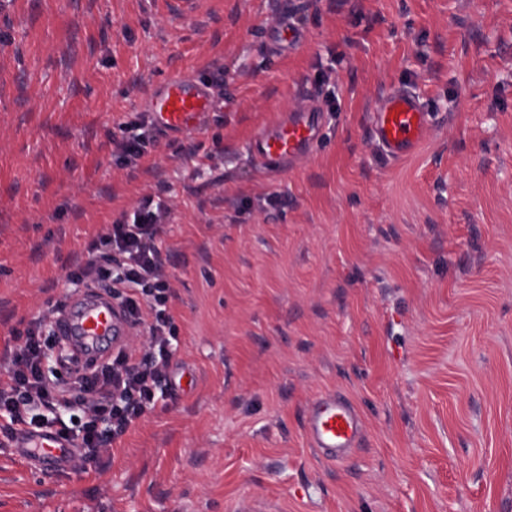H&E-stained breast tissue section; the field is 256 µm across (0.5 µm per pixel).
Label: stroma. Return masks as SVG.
<instances>
[{"label":"stroma","mask_w":512,"mask_h":512,"mask_svg":"<svg viewBox=\"0 0 512 512\" xmlns=\"http://www.w3.org/2000/svg\"><path fill=\"white\" fill-rule=\"evenodd\" d=\"M219 67L202 132L113 155L154 82ZM328 68L322 144L257 168L252 132ZM393 84L434 116L398 162L368 135ZM147 195L170 210L184 388L84 470L0 444V512H512V0H0V365ZM327 388L366 427L336 466L302 429Z\"/></svg>","instance_id":"stroma-1"}]
</instances>
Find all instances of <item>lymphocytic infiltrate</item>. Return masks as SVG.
<instances>
[{"mask_svg": "<svg viewBox=\"0 0 512 512\" xmlns=\"http://www.w3.org/2000/svg\"><path fill=\"white\" fill-rule=\"evenodd\" d=\"M122 127L127 134L113 140V151L127 166L138 167L160 133L145 112ZM168 217V207L153 197L143 198L131 214L93 237L73 274L85 286L99 281L111 286L122 300L133 336L146 337V348L123 344L115 356L91 371L76 372L63 386L43 370L42 334L53 316L35 318L0 374V417L7 421L6 432L57 431L76 445L77 464L84 468L96 463L135 420L174 396L172 283L163 240Z\"/></svg>", "mask_w": 512, "mask_h": 512, "instance_id": "obj_1", "label": "lymphocytic infiltrate"}]
</instances>
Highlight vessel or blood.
<instances>
[{
	"label": "vessel or blood",
	"mask_w": 512,
	"mask_h": 512,
	"mask_svg": "<svg viewBox=\"0 0 512 512\" xmlns=\"http://www.w3.org/2000/svg\"><path fill=\"white\" fill-rule=\"evenodd\" d=\"M301 106L283 111L258 129L246 144L258 166L293 167L307 158L322 140L326 119L315 91L301 87ZM144 109L164 135H187L203 130L216 109L211 89L189 74L156 81L144 99ZM430 113L419 96L402 87L390 88L373 110L369 137L390 160L411 156L422 143ZM130 325L110 290L95 286L66 305L55 317L54 331L85 361L110 357L129 334ZM302 425L311 448L330 465H338L360 448L364 438L360 411L341 392H318L303 411ZM16 454L53 475L72 463L73 445L52 430L21 431L11 443Z\"/></svg>",
	"instance_id": "vessel-or-blood-1"
}]
</instances>
